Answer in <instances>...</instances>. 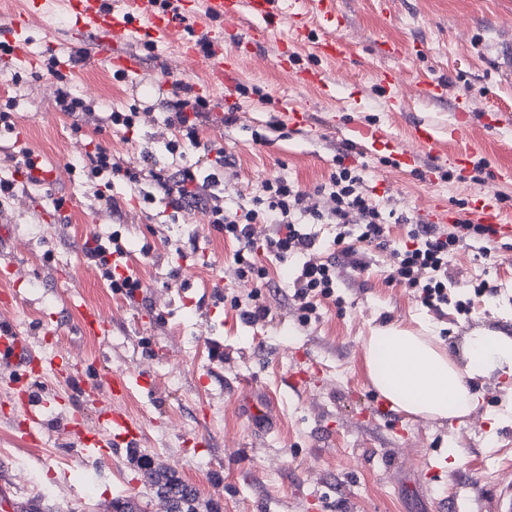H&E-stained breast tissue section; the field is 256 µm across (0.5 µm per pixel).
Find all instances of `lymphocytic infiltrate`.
Listing matches in <instances>:
<instances>
[{
  "instance_id": "1",
  "label": "lymphocytic infiltrate",
  "mask_w": 512,
  "mask_h": 512,
  "mask_svg": "<svg viewBox=\"0 0 512 512\" xmlns=\"http://www.w3.org/2000/svg\"><path fill=\"white\" fill-rule=\"evenodd\" d=\"M44 64L46 71L55 78L54 104L59 111L80 114L91 119L96 127L108 126L126 133L136 132L145 120V113L134 105L125 112L98 111L95 101L76 94L67 76L58 72L59 61L55 53L45 55ZM211 108L209 100L191 95L187 85L174 83L167 101L166 133L162 143L167 153L181 159V166L173 171L157 167L145 169L123 162L113 154L110 146L98 143L80 159L86 183L108 187L113 181H122L141 190L144 203L163 199L177 215L199 208L211 227L239 244L233 259V277L237 283L250 285L251 290L246 300H234L233 307L246 322L255 324L272 315L264 294L269 285L268 272L252 258L258 246L281 261L304 256L294 293L301 323H308L311 314L315 313L316 298L335 295L340 272L334 263L311 258L315 240L297 229L296 219L300 216L308 217L313 224L336 225L335 242L345 245L347 254L355 252L354 245L347 243L351 237L356 238L357 243L391 247L394 261L390 281L417 292L425 307L437 310L447 304L448 262L461 246L462 236L451 230L418 223L408 215L395 216L382 211L367 193L364 179L356 168L338 166L327 182L311 192L275 176L263 182L261 194L247 201L244 215L226 211L223 198L213 190L215 176L199 177L195 167L185 162L190 153L212 149L211 144L202 143L200 138L201 126ZM103 208L116 229L107 242L88 248L86 256L101 267L102 275L114 293L135 298L143 291V283L135 276L122 275L107 260L111 254L120 257L126 254L119 231L125 215L109 197L105 198ZM394 223L406 225L407 231L403 240L393 243L389 237L390 226Z\"/></svg>"
}]
</instances>
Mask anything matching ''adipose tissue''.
<instances>
[{"label":"adipose tissue","mask_w":512,"mask_h":512,"mask_svg":"<svg viewBox=\"0 0 512 512\" xmlns=\"http://www.w3.org/2000/svg\"><path fill=\"white\" fill-rule=\"evenodd\" d=\"M458 365L432 337L396 327L373 337L368 367L374 386L398 408L414 415L465 414L477 399L472 382L492 373L512 375V336L479 331L465 344Z\"/></svg>","instance_id":"ef3b65f1"}]
</instances>
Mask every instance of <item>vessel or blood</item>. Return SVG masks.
<instances>
[{
  "label": "vessel or blood",
  "mask_w": 512,
  "mask_h": 512,
  "mask_svg": "<svg viewBox=\"0 0 512 512\" xmlns=\"http://www.w3.org/2000/svg\"><path fill=\"white\" fill-rule=\"evenodd\" d=\"M54 0H30L29 11L13 15L7 26L0 27V39L11 46L10 54L0 62H35L32 43L26 35L32 16L46 14ZM72 23L68 37L83 43L92 40L91 61L103 64L116 74L132 78L141 67L138 56L128 52L129 43L148 39L153 43L167 42L175 30L188 22L213 25L208 45H201L188 37L179 38L178 53L190 60L206 65L209 81L205 94L231 92L238 80L239 53L227 54L222 49L224 21L235 18L245 23L240 39L241 51H252L270 39L280 22H287L288 0H128L124 9H115L112 0H62ZM315 11L325 22V29L312 28L302 21L287 22V40L293 44H307L318 60H338L351 52L350 42L343 36L344 18L336 10V0H314ZM350 141L356 148L372 151L381 140V133L359 124L347 127ZM412 139L418 147L438 155L449 167L463 170L470 162L469 151L453 154L441 153L435 129L428 124H415ZM475 223L482 225L493 240H512V220L503 213L498 199L484 198L471 205ZM32 358V347L25 337L11 327L0 326V363L9 365L15 373H26ZM112 439L131 444L140 437V428L120 407L111 413Z\"/></svg>",
  "instance_id": "obj_1"
}]
</instances>
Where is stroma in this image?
Wrapping results in <instances>:
<instances>
[{
    "label": "stroma",
    "mask_w": 512,
    "mask_h": 512,
    "mask_svg": "<svg viewBox=\"0 0 512 512\" xmlns=\"http://www.w3.org/2000/svg\"><path fill=\"white\" fill-rule=\"evenodd\" d=\"M336 8L352 52L321 64L331 95L298 85L294 72L278 65L276 39L241 56L235 122L225 123L224 108L216 107L201 131L202 141L224 149L226 208L245 204L272 176L314 190L342 162L361 171L386 211L422 221L442 202L466 219L468 201L496 197L512 213V182L493 176L512 167V125L496 122L512 113V76L500 67L512 43V0H336ZM381 36L401 43L399 56L377 53ZM385 69L397 76L389 97L378 85ZM207 77L204 66L170 44L143 55L139 74L128 80L89 62L73 68L74 89L97 102L151 108L152 121L127 141L112 128L99 131L84 117L57 112L53 79L42 68L22 63L17 72L0 73V105L15 103V133L0 145L31 148L51 173L44 185L19 188L15 201L0 205V265L13 266L0 279V324L29 338L37 366L14 385L11 368L0 364V504L32 498L37 483L52 512H110L112 500L125 496L163 512L137 466L145 454L193 484L201 505L219 503L221 512H438L448 497L455 512H494L499 470L512 464V376L479 380L466 415L404 414L407 432L400 435L372 411L367 348L395 326L436 337L460 363L472 332L512 336V241L499 243L490 257L479 239L464 245L448 266L451 305L430 310L412 291L388 283L390 250L362 247L365 268L352 274L349 256L333 243L334 226L307 224L314 257L335 259L346 273L337 299L318 302L310 323L300 324L293 294L302 257L280 261L260 253L273 318L248 324L231 306L232 297L248 292L232 277L237 243L197 212L164 222L148 216L141 196L117 182L111 193L128 216L125 261L144 293L133 303L114 295L87 262L85 243L111 226L95 188L81 184L68 163L92 141L133 164L148 154L157 166H171L160 134L172 84ZM435 82L445 85L438 99L425 94ZM287 94L309 112L310 127L283 119L276 98ZM461 99L468 111L462 124L454 110ZM349 122L383 130L409 150L412 127L432 124L441 150L473 147L471 165L425 182L386 149L349 148ZM50 196L63 198L59 211L47 207ZM483 280L494 285L493 294L474 293ZM459 301L466 311H457ZM86 306L103 315L105 336L83 334ZM308 361L320 376L290 388L288 376ZM115 376L128 385L123 409L143 426L132 447L114 442L109 425L97 420L105 405L93 384ZM248 382L271 396L267 424L253 421L241 404ZM25 401L33 416L21 413ZM70 413L98 429L100 447L71 448L62 426ZM35 422L45 430L40 446L22 438ZM428 460L441 468L439 479L420 478Z\"/></svg>",
    "instance_id": "stroma-1"
}]
</instances>
